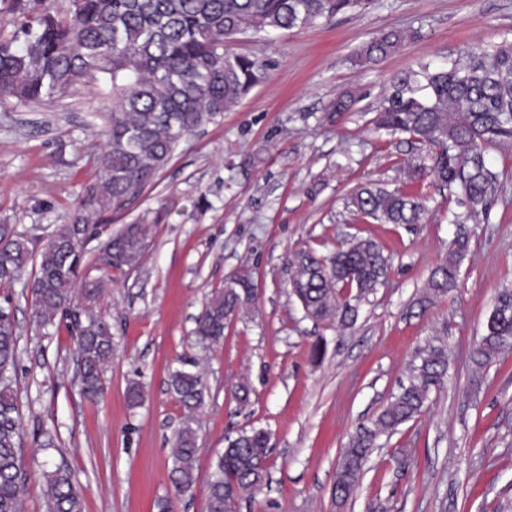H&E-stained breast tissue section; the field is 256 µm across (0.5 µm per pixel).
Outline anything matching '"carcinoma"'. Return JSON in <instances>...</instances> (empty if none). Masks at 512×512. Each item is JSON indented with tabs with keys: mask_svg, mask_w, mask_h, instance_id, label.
<instances>
[{
	"mask_svg": "<svg viewBox=\"0 0 512 512\" xmlns=\"http://www.w3.org/2000/svg\"><path fill=\"white\" fill-rule=\"evenodd\" d=\"M20 18L15 30L0 36V102L50 101L77 81L90 77L108 86L107 128L97 174L79 199L69 224L33 237L0 224V286L28 281L32 320L38 327L66 321L73 337L83 393L97 397L112 358V326L100 314L108 280L86 270L87 246L100 235L91 217L122 209L152 184L179 143L214 122L264 77L256 56L237 53L230 44L245 35L291 30L329 19L354 0H71L60 14L48 0H14ZM410 35L390 30L357 52L375 63L397 52ZM375 127L407 134L426 149L432 164L408 167L413 180L429 178L450 192L459 191L471 211H488L499 193L498 175L487 166V148L512 139V41L450 56L442 63H421L397 75L384 94ZM349 205L385 224H417L425 210L418 197L378 183L357 189ZM144 219L126 224L103 242V265L132 269L147 251L153 225ZM448 258L427 281L422 302L432 303L454 287L461 253L458 239ZM293 295L320 324L348 327L358 302L386 282L389 259L370 239H354L330 256L301 248L287 260ZM247 274L224 283L205 303L193 329L195 343L207 350L224 340V329L253 300ZM512 348V289L505 288L472 347V364L482 369ZM17 362L16 322L0 306V512H26L28 473L23 464V427L11 373ZM444 345L421 350L410 364L407 382L369 426L351 436L336 468L335 495L344 501L359 482L372 448L383 435L423 411L433 389L448 377ZM168 384L187 409L204 403L201 377L175 368ZM197 439L185 426L171 451L170 480L176 496L197 480ZM270 452L263 430L243 431L227 440L212 464L206 512H224V498L241 500L266 483L263 460ZM52 512H83L85 489L59 464L43 472Z\"/></svg>",
	"mask_w": 512,
	"mask_h": 512,
	"instance_id": "1",
	"label": "carcinoma"
}]
</instances>
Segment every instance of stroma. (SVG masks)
I'll use <instances>...</instances> for the list:
<instances>
[{
  "label": "stroma",
  "mask_w": 512,
  "mask_h": 512,
  "mask_svg": "<svg viewBox=\"0 0 512 512\" xmlns=\"http://www.w3.org/2000/svg\"><path fill=\"white\" fill-rule=\"evenodd\" d=\"M391 29L413 38L376 63L356 52ZM512 40V0H361L314 24L247 38L265 79L223 116L182 141L156 181L105 214L102 237L162 211L140 264L112 271L102 316L112 325L103 395L75 378L65 323L36 329L25 282L0 287L18 325V393L29 472L27 512H50L43 471L64 463L85 489L83 512H157L171 494L169 451L184 426L197 437L198 480L173 512H205L210 464L227 438L270 436L269 480L239 512H512V350L482 371L469 358L495 298L512 288V142L487 150L501 193L471 215L459 194L406 175L405 136L373 118L392 78L420 61ZM350 107L330 117L332 103ZM98 83L84 79L55 100L0 103V224L46 235L70 223L96 175L103 142ZM369 182L421 196L418 224H384L353 212ZM469 237L455 288L419 300L432 269ZM375 241L388 278L348 328L307 319L291 292L287 258L330 253L349 237ZM249 271L256 296L221 344L202 350L192 330L214 290ZM326 344L313 362L310 346ZM431 344L448 347L451 376L415 420L381 436L358 487L336 500V462L350 436L383 409L409 364ZM201 375L205 402L188 414L168 372ZM145 399L130 407L127 390ZM250 390L239 407L238 384ZM54 448L37 449V428Z\"/></svg>",
  "instance_id": "obj_1"
}]
</instances>
